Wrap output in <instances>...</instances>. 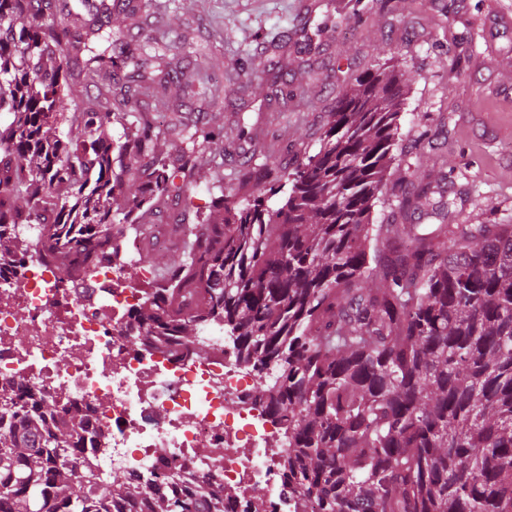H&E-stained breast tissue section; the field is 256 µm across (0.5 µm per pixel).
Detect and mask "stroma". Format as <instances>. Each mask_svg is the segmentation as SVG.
<instances>
[{
    "mask_svg": "<svg viewBox=\"0 0 512 512\" xmlns=\"http://www.w3.org/2000/svg\"><path fill=\"white\" fill-rule=\"evenodd\" d=\"M311 0H154L152 15L109 20L112 0H92L81 12L85 27L111 23L121 44L136 50L145 40L168 44L172 63L201 79L209 52L224 54L220 78L224 100L217 109L224 124L226 170L280 143L282 157L305 162L315 154L344 72L391 61L410 79L399 118L400 148L394 165L440 180L453 202L451 224H497L512 217V0H424L398 16L379 0H326L328 13L307 14ZM287 41L281 63L294 76L296 100L287 118L259 125L256 140L237 139V121L256 123V105L267 81L246 82L241 66L269 68L270 45ZM257 124V123H256ZM450 182H442V171ZM218 182L201 173L187 202L168 201L155 257H168L182 242L172 229L184 208L204 214Z\"/></svg>",
    "mask_w": 512,
    "mask_h": 512,
    "instance_id": "obj_1",
    "label": "stroma"
}]
</instances>
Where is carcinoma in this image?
<instances>
[{"instance_id": "cac0c4a2", "label": "carcinoma", "mask_w": 512, "mask_h": 512, "mask_svg": "<svg viewBox=\"0 0 512 512\" xmlns=\"http://www.w3.org/2000/svg\"><path fill=\"white\" fill-rule=\"evenodd\" d=\"M51 13V0H0V270L20 262L17 224L39 225L46 258L85 274L122 260L126 232L152 251L160 205L207 164L224 126L130 112L157 87L196 98L176 68L156 81L168 47L114 52ZM84 54L78 84L65 51ZM127 78L112 102L98 78ZM406 74L368 69L338 94L318 152L290 169L245 165L291 185L285 203L232 184L206 233L154 266L134 320L141 340L204 358L198 329L224 324L237 359L261 372L257 395L287 439L280 464L317 512H512V224H439L429 177L404 180L403 224L372 213L392 176ZM66 129H61V125ZM120 125L124 141L112 143ZM180 140L170 167L161 144ZM0 512H225L224 485L187 480L148 493L133 473L84 454L87 409L0 386Z\"/></svg>"}]
</instances>
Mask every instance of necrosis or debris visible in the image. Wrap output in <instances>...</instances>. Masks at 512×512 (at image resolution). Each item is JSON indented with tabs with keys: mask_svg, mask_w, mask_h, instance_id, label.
Instances as JSON below:
<instances>
[{
	"mask_svg": "<svg viewBox=\"0 0 512 512\" xmlns=\"http://www.w3.org/2000/svg\"><path fill=\"white\" fill-rule=\"evenodd\" d=\"M151 278L102 264L76 281L41 259L1 273L0 384L86 405L85 453L150 488L166 489L171 477L216 481L232 494L229 512H297L278 465L282 431L223 327L205 328L201 359L138 342L133 315Z\"/></svg>",
	"mask_w": 512,
	"mask_h": 512,
	"instance_id": "1",
	"label": "necrosis or debris"
}]
</instances>
